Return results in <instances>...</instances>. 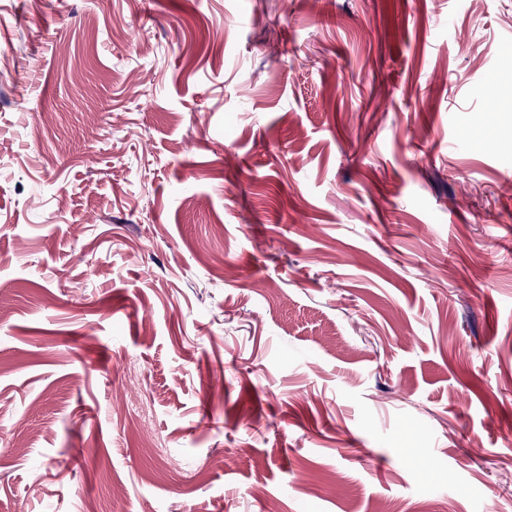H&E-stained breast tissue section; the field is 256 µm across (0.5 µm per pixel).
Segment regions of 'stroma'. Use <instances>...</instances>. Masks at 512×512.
Instances as JSON below:
<instances>
[{
    "instance_id": "stroma-1",
    "label": "stroma",
    "mask_w": 512,
    "mask_h": 512,
    "mask_svg": "<svg viewBox=\"0 0 512 512\" xmlns=\"http://www.w3.org/2000/svg\"><path fill=\"white\" fill-rule=\"evenodd\" d=\"M509 42L0 0V512H512Z\"/></svg>"
}]
</instances>
